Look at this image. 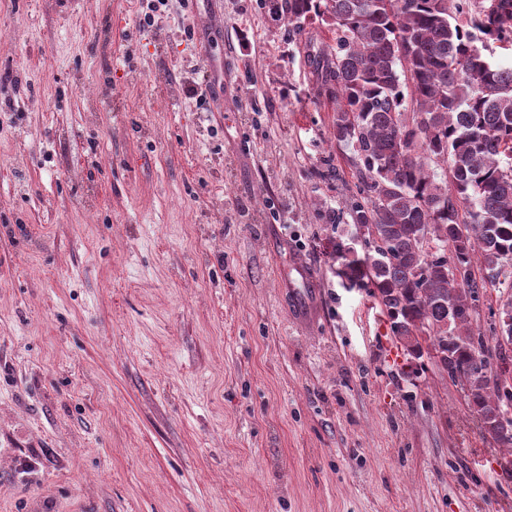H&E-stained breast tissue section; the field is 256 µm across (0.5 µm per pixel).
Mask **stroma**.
Listing matches in <instances>:
<instances>
[{"label": "stroma", "instance_id": "1", "mask_svg": "<svg viewBox=\"0 0 512 512\" xmlns=\"http://www.w3.org/2000/svg\"><path fill=\"white\" fill-rule=\"evenodd\" d=\"M330 117L269 0H0V512H512Z\"/></svg>", "mask_w": 512, "mask_h": 512}]
</instances>
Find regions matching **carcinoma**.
<instances>
[{"label":"carcinoma","instance_id":"obj_1","mask_svg":"<svg viewBox=\"0 0 512 512\" xmlns=\"http://www.w3.org/2000/svg\"><path fill=\"white\" fill-rule=\"evenodd\" d=\"M303 45L331 139L350 152L348 216L367 251L330 239L337 272L378 300L408 354L460 381L482 431L512 452V424L483 372L488 337L470 310L501 288L512 342V0H273ZM328 27L319 44L306 27ZM427 337V350L420 342Z\"/></svg>","mask_w":512,"mask_h":512}]
</instances>
